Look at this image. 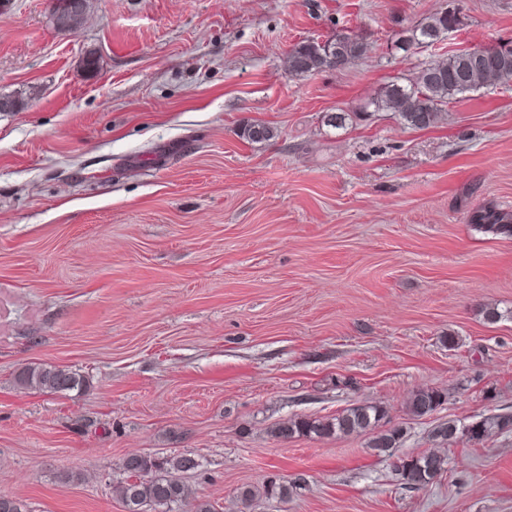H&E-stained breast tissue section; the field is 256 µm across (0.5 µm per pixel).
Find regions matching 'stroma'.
<instances>
[{"instance_id": "35a3bbf8", "label": "stroma", "mask_w": 512, "mask_h": 512, "mask_svg": "<svg viewBox=\"0 0 512 512\" xmlns=\"http://www.w3.org/2000/svg\"><path fill=\"white\" fill-rule=\"evenodd\" d=\"M450 2L457 32L397 49ZM50 7L0 6V95L24 103L0 112V495L124 512L123 458L183 453L218 512H512V432L430 438L512 412V238L468 222L512 211V86L425 129L358 110L433 56L512 40V0H90L74 33ZM339 33L367 54L288 73L294 44ZM34 363L89 385L17 389ZM423 388L446 399L416 418ZM366 402L401 453L440 450V481L401 489L366 434H271ZM297 474L288 502L237 497ZM508 431H512V413H502L462 426L452 420L444 422L431 430V438L441 444L463 439L480 443L495 434Z\"/></svg>"}]
</instances>
